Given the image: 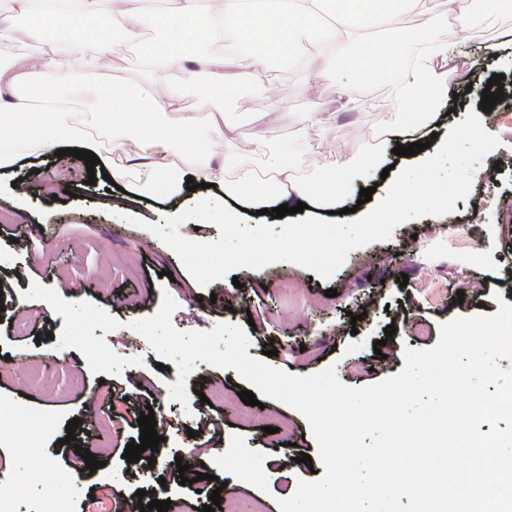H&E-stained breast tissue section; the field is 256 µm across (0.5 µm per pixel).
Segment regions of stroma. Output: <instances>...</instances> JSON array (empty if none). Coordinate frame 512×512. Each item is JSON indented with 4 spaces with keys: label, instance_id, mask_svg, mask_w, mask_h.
Returning <instances> with one entry per match:
<instances>
[{
    "label": "stroma",
    "instance_id": "stroma-1",
    "mask_svg": "<svg viewBox=\"0 0 512 512\" xmlns=\"http://www.w3.org/2000/svg\"><path fill=\"white\" fill-rule=\"evenodd\" d=\"M436 34L460 47L444 64L447 75L432 88V112L424 128L432 148H439L450 128L479 109L481 93L492 75H504L506 96L496 104L495 119L485 123L499 146L485 156L467 199L454 213L425 216L397 226L385 241L351 251L330 278L311 275L289 262L260 269L238 268L221 279L224 305L212 307L211 286L199 285L178 256L149 227L194 204L188 190L165 197L140 193L135 169H128L119 189L106 179L88 184L83 161L57 157L47 147L21 155L0 169V276L11 287L0 295V486L13 491L14 512H44L47 490L72 472L76 447L103 461V468L78 472L71 490L58 501L59 512H110L113 495L134 501L137 490L153 498L182 503L196 512L198 501L173 473L178 457L190 459L227 486L236 502L259 504L280 512L279 500L292 496L299 481L324 473L307 419L297 410L264 398L245 405L236 393L241 378L234 369L204 365L187 379L188 403L169 396L177 369H161L160 356L133 330L135 321L156 313L164 298L176 309L174 327L183 332L212 330L220 324L244 327L250 357L276 347L272 366L296 375L334 368L338 380L361 387L398 374L405 348L426 349L439 340L442 324L458 316L493 315L500 303L512 305V217L501 207L512 196V13L477 20L459 39L448 0H433ZM305 66L297 64L278 77L282 99L273 131L276 152L284 153L300 179L317 182V161L357 159L380 143L381 135L403 123L395 109L401 91L397 79L376 80L344 106V79L321 80L306 87ZM77 96L66 117L73 128L109 149L114 158L134 157V137L113 138L106 123L120 124V113L104 117L96 110L90 75H76L60 89ZM201 90L184 94L183 109L167 113L165 126L181 132L187 155L203 147L209 115L200 109ZM267 85H251L243 100L225 99L227 119L258 135L255 117L267 111ZM304 112H323L324 125L302 133ZM193 115L197 126L185 129ZM24 181L18 196L16 181ZM126 219H119V212ZM26 235L30 246L15 249L8 233ZM471 235L469 247L453 240ZM407 285H399L400 275ZM445 292L433 302L421 292L428 278ZM395 325L393 336L384 333ZM381 350H374V342ZM37 367L40 388L26 383L19 358ZM121 385L127 400L113 395ZM100 399L89 416L86 394ZM149 402L167 430L161 456L152 465L127 470L122 448L139 439L137 420ZM82 418L75 444H67L66 425ZM214 422L213 439L189 437V426ZM311 464L298 460L299 454ZM247 461L258 470L253 479L226 467L225 456Z\"/></svg>",
    "mask_w": 512,
    "mask_h": 512
}]
</instances>
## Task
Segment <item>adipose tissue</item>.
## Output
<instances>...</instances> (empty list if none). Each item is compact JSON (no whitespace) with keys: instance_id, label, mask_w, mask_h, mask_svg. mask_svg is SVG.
<instances>
[{"instance_id":"ef3b65f1","label":"adipose tissue","mask_w":512,"mask_h":512,"mask_svg":"<svg viewBox=\"0 0 512 512\" xmlns=\"http://www.w3.org/2000/svg\"><path fill=\"white\" fill-rule=\"evenodd\" d=\"M130 0H13L0 16V47L34 43V55L14 57L0 63V166L11 164L20 154L18 135L35 130L38 143L63 147L88 146L100 164L110 167L97 141L82 137L64 122L67 101L57 88L76 74L96 72V98L104 113L121 111V132L135 133L141 153L135 166L151 183L155 193L176 188L171 174L181 156L177 141L162 124L166 113L180 109L185 89L197 86L201 72L226 97H239L245 85L224 80V60L210 51L212 44L233 37L246 44V59L256 73L265 75L282 61L305 55L308 75L326 79L345 75L349 89L356 90L378 74L385 61L401 54L398 41L367 44L365 30L386 26L410 13L420 20V40L399 71L403 90L397 109L406 113L416 100L412 87L438 78V65L451 47L434 35L431 0H171L165 17L132 10ZM151 27V41L141 42V31ZM120 28L128 42L140 44L154 62L151 79L177 73L176 82L160 96L141 86L127 85L112 73L110 44L113 28ZM92 28L95 40L82 32ZM389 148L381 142L365 162L349 160L340 165L320 164V194L334 200L342 196L349 180L376 168ZM197 182L224 185L226 192L241 200L255 196V178L243 172L238 180L225 183L223 166L211 155L193 161ZM283 196L308 195L314 188L301 181L286 161L275 158L268 165Z\"/></svg>"}]
</instances>
